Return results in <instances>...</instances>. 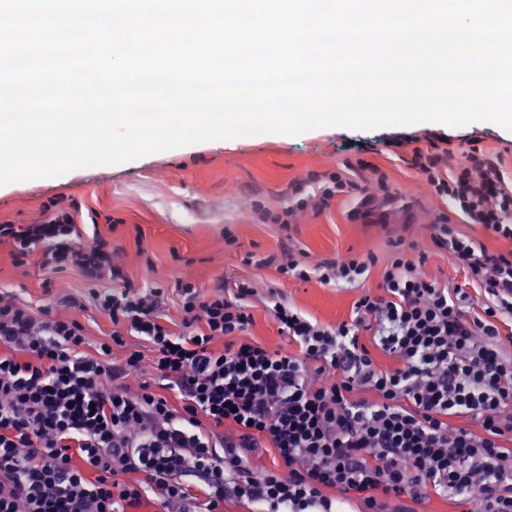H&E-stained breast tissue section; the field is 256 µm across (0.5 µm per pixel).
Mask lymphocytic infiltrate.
I'll return each mask as SVG.
<instances>
[{
  "label": "lymphocytic infiltrate",
  "instance_id": "obj_1",
  "mask_svg": "<svg viewBox=\"0 0 512 512\" xmlns=\"http://www.w3.org/2000/svg\"><path fill=\"white\" fill-rule=\"evenodd\" d=\"M412 168L436 195L477 224L512 240V171L477 140L431 152ZM384 174L365 188L340 174L311 175L285 209L252 207L266 224L329 206L339 195L386 196ZM432 240L466 271V286L428 278L422 258L395 250L381 292L363 294L351 318L327 326L255 281L180 284L181 319L170 327L159 285L134 288L98 230L69 211L42 224H0L17 265L45 244L44 265L77 270L112 330L90 343L75 319L0 296V512H124L155 496L166 512H223L234 495L269 512H334L326 490L359 497L363 512H407L402 499L428 494L478 512H512V251L489 250L447 218ZM372 258L310 266L285 254L278 271L324 285L366 279ZM484 296L473 311L468 287ZM262 306L290 353L247 340ZM395 359L380 368L361 331ZM148 344L152 358L129 348ZM149 371L131 388L130 374ZM334 381H324L328 372ZM366 391L375 400L363 399ZM182 402L174 408L168 393ZM468 416L477 430L456 427ZM277 467L254 475L256 453Z\"/></svg>",
  "mask_w": 512,
  "mask_h": 512
}]
</instances>
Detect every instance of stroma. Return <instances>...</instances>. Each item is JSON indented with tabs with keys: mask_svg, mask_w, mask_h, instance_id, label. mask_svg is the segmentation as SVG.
Wrapping results in <instances>:
<instances>
[{
	"mask_svg": "<svg viewBox=\"0 0 512 512\" xmlns=\"http://www.w3.org/2000/svg\"><path fill=\"white\" fill-rule=\"evenodd\" d=\"M426 132L480 139L486 151L499 155L512 170V132L490 122L459 127L426 122L368 131L319 128L298 136L267 133L0 186V224H40L54 207L72 206L77 223L97 225L108 237L134 286L172 288L190 281L205 288L219 277L250 278L277 284L299 310L335 326L349 320L363 293H378L394 243L424 254L427 277L451 285L463 282L464 271L431 240L440 216H448L461 233L489 249H512V242L451 213L412 169L410 138ZM369 164L386 175L391 191L390 199L372 211H357L355 200L343 196L329 208L297 216L286 230L259 223L251 212L256 197L272 211H282L292 189L313 174L338 172L364 181ZM291 247L302 250L313 264L350 256H371L375 263L368 278L351 288L287 279L275 266L241 262L248 252L278 256ZM10 252L9 244H0V294L37 311L62 297L87 293L79 272H47L38 251L18 268Z\"/></svg>",
	"mask_w": 512,
	"mask_h": 512,
	"instance_id": "1",
	"label": "stroma"
}]
</instances>
